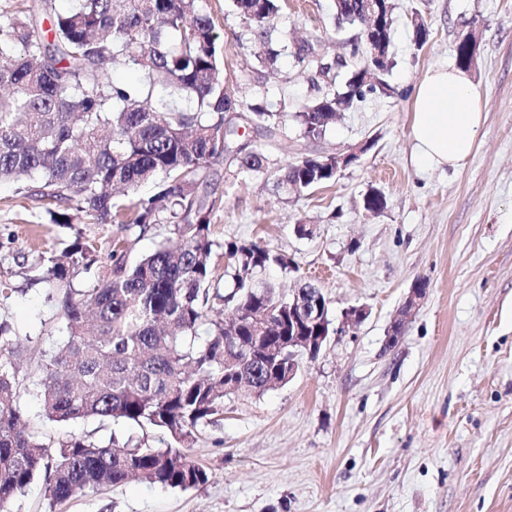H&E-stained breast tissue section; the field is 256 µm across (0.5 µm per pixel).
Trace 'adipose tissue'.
<instances>
[{
    "mask_svg": "<svg viewBox=\"0 0 512 512\" xmlns=\"http://www.w3.org/2000/svg\"><path fill=\"white\" fill-rule=\"evenodd\" d=\"M480 125V96L470 76L456 68H429L414 93L416 164L458 167L472 153Z\"/></svg>",
    "mask_w": 512,
    "mask_h": 512,
    "instance_id": "1",
    "label": "adipose tissue"
}]
</instances>
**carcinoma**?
Returning <instances> with one entry per match:
<instances>
[{"instance_id":"cac0c4a2","label":"carcinoma","mask_w":512,"mask_h":512,"mask_svg":"<svg viewBox=\"0 0 512 512\" xmlns=\"http://www.w3.org/2000/svg\"><path fill=\"white\" fill-rule=\"evenodd\" d=\"M363 0H344L335 24L359 26ZM253 40L274 63L271 35L281 0H233ZM52 15L53 40L42 34ZM297 62L329 76L331 64L305 41L292 45ZM140 75L136 84L110 79L105 64ZM344 86L295 112L304 138L325 135L369 94L389 96L391 51L378 59L353 43ZM285 113L263 101L240 102L226 86L219 35L202 0H75L65 12L52 0H28L0 18V182L54 208V224H167L172 237L132 261L135 241L117 237L106 257L76 236L66 262H50L39 281L57 302L68 339L40 355L36 382L44 416L69 423H144L165 429L178 446L152 448L110 436L47 441L24 420L18 342L0 326V512L37 478L49 505L98 493L130 480L195 489L209 481L186 444L193 432L224 411L231 395H262L288 383V296L259 275L294 261L246 239L211 236L221 199L203 189L213 162L228 160L239 174L267 170L247 131L280 132ZM331 156L303 155L282 168L276 187L300 196L336 181ZM154 187L125 200L116 189ZM380 212L385 194L363 199ZM227 259L230 288L215 287L212 255ZM92 284L80 288V273ZM223 307H215L216 301ZM268 320L252 321L262 309ZM246 347L239 364H224V339Z\"/></svg>"}]
</instances>
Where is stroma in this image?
<instances>
[{
    "mask_svg": "<svg viewBox=\"0 0 512 512\" xmlns=\"http://www.w3.org/2000/svg\"><path fill=\"white\" fill-rule=\"evenodd\" d=\"M396 66L391 96L371 95L355 111L307 141L293 116L320 95L289 46L308 40L333 61L348 56L358 28L335 29L333 0H285L273 37L279 55L259 64L232 0H203L221 35L224 77L246 102L264 96L284 107L280 139L250 132L268 171L234 175L213 166L222 202L211 219L220 240H256L288 254L296 269H266L291 293L316 283L329 316L362 306L366 319L331 336L316 358L300 355L285 386L228 397L199 428L191 454L209 473L199 488L130 482L50 506L34 481L13 512H512V0H394ZM430 30L412 41L414 18ZM476 38L468 73L480 93L482 123L472 154L452 169L413 162L414 87L433 65H454L459 39ZM255 81L236 84L244 67ZM359 149L335 183L284 197L273 175L301 155ZM382 190L387 208H363ZM309 235H299L296 222ZM120 224L51 223L45 206L0 183V323L20 338L26 417L48 438L70 434L172 445L163 429L45 418L33 380L37 354L67 340L56 302L32 284L38 266L75 235L107 253ZM427 295L386 349L391 321L412 284Z\"/></svg>",
    "mask_w": 512,
    "mask_h": 512,
    "instance_id": "35a3bbf8",
    "label": "stroma"
}]
</instances>
